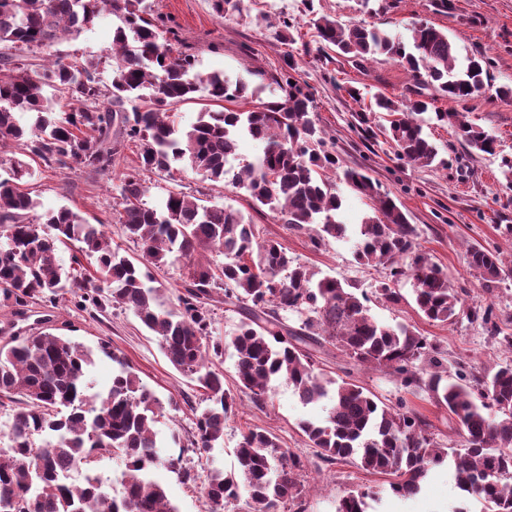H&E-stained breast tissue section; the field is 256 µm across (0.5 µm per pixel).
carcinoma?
<instances>
[{"instance_id":"carcinoma-1","label":"carcinoma","mask_w":512,"mask_h":512,"mask_svg":"<svg viewBox=\"0 0 512 512\" xmlns=\"http://www.w3.org/2000/svg\"><path fill=\"white\" fill-rule=\"evenodd\" d=\"M144 2L0 0V45L8 50L0 56L8 66V73H0V153L21 144L47 167L77 163L104 172L124 146L112 137L113 126L141 146L138 165L121 178L116 210L118 223L139 247L136 257L112 247L103 222L92 224L70 208L31 218L37 202L21 189L24 162L0 178V303L21 317L37 302L53 306L70 293L79 307L113 305L132 312L157 338L170 365L203 389L206 406L192 408L194 430L187 444L196 453L224 440V422L236 408L215 365L231 348L239 386L255 405L266 404L279 380L306 407L329 402L323 419L299 424L324 460L353 458L364 471L392 476L393 494L416 495L429 470L448 460V449L403 404L381 405L364 387L316 371L313 348L331 343L356 364L387 370L405 388L423 391L446 408L462 437L461 448L453 451L457 487L488 512H512L511 364L477 380L479 403L470 387L448 380L438 348L427 337L406 324L379 322L365 295L334 277L318 276L280 242L258 241L255 225L241 213L198 203L178 189L167 190L156 204L144 200V173L167 172L174 162L204 181L224 182L228 158L237 156L239 138L248 136L263 144V152L234 175L233 187L275 211L288 229L309 234L317 249L330 239L357 237L355 260L387 270L377 289L384 302L399 303L395 285L409 278L417 312L426 320L451 322L461 310V296L448 277L415 251L417 232L406 213L366 171L346 169L343 182L370 201L373 215L353 229L339 220L340 192L327 177L338 169V159L310 117L313 98L295 77L293 58L275 78L281 100L246 110H206L183 127L175 113L179 103L201 91L213 102L245 101L248 85L219 71L197 70L190 48L164 20L146 17ZM105 10L122 22L107 54L116 60L109 88L99 76L102 61L69 62L51 52ZM313 25L326 60L334 51L361 67L384 56L405 68L412 81L408 94L394 100L379 93L375 106L393 117L387 136L397 157L410 164L430 167L438 160L424 129L432 102L423 89L434 87L452 104L491 90L500 100L512 99V85L491 84L483 52L460 56L448 34L427 23L414 25L409 48L362 22L321 15ZM37 50L48 55V63L34 69L27 53ZM48 88L60 98L46 95ZM19 113L32 115L33 122L21 125ZM432 119L454 128L470 152L497 154L484 129L456 108H436ZM74 242L94 260V273L77 256L69 269L60 265L59 246ZM405 257L411 262L402 263ZM168 263L187 269L172 305L151 272ZM467 263L485 288L512 275L499 252L478 245L467 248ZM220 293L224 304L242 313L224 339L211 335L210 302ZM290 312L300 315L299 326L288 324ZM468 316L497 335L492 307H475ZM101 349L117 368L111 385L91 394L89 353L70 337L12 333L0 345V406L6 400L14 404L6 424L10 454L0 456V512H177L151 472L164 467L186 482L194 476L180 466L181 457L164 458L157 450L153 427L163 407L123 357L106 343ZM105 455L124 464L121 497L106 495L92 481L75 486L62 478L69 465L89 470ZM235 456L232 472H210L203 493L207 512H225L243 496L250 512H278L302 496L299 456L280 448L267 429L244 433ZM370 497L351 491L337 512H368Z\"/></svg>"}]
</instances>
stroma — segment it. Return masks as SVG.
I'll use <instances>...</instances> for the list:
<instances>
[{
  "instance_id": "1",
  "label": "stroma",
  "mask_w": 512,
  "mask_h": 512,
  "mask_svg": "<svg viewBox=\"0 0 512 512\" xmlns=\"http://www.w3.org/2000/svg\"><path fill=\"white\" fill-rule=\"evenodd\" d=\"M146 4L192 46L198 70L222 71L244 78L254 92V102L280 99L281 91L274 79L284 69L286 59L294 58L300 80L313 97L311 116L332 142L340 169L367 170L407 213L417 230L419 251L447 274L454 288L461 290L464 308L492 305L501 334L512 336V278L493 288H483L466 262L468 245L477 243L500 250L503 258L512 257V236L503 232L504 225H512V180L506 179L501 169L502 156L512 157V100L483 94L466 105L469 120L496 139L498 154L469 153L453 129L434 124L428 134L444 163L437 167L415 166L397 159L383 134L369 140L363 138L357 118L361 102L352 100L345 91L346 86H353L360 90L363 100L377 92L400 96L409 84L404 69L382 58L362 68L339 56L330 62L319 60L315 30L309 23L304 0H241L239 12L230 16L216 14L212 0H146ZM312 10L345 23L362 21L374 25L406 43L411 40L413 23L433 25L447 33L462 51L480 50L493 58L492 84H512V0H449L445 9L434 8L433 0H314ZM285 16L299 23L298 32L290 41L276 35L279 20ZM117 24L112 14H102L92 28L63 40L54 51L72 61L100 58L111 47ZM138 153L137 143H127L110 170L103 173L79 165L53 170L35 163L27 189L39 201L41 210L66 206L88 220L103 221L112 243L120 245L123 254L134 256L139 249L118 224L115 208L120 201L119 178L137 165ZM144 180L148 202H157L165 190L176 188L203 198L206 204L231 208L255 224L260 238L281 242L290 255L320 275L338 278L365 292L378 321L412 325L438 345L450 380L461 378L468 382L498 365L512 363V350L490 336L481 322L462 317L455 323L442 324L420 317L413 302L412 280L399 282L403 296L399 304L377 298L376 288L383 273L357 263L350 241L333 240L314 248L307 233L290 231L277 214L256 205L245 191L228 182L211 184L180 163L173 164L167 174L145 173ZM7 325L23 335L48 326L54 333L71 337L93 350L88 378L98 390L110 385L115 368L111 356L98 352L99 341L108 340L113 354L126 359L143 385L163 404V414L154 426L161 454H182L183 467L193 475L192 481L186 482L164 468L153 473L177 512H205L202 490L211 469L229 472L235 468L234 450L242 433L253 426L270 430L281 448L301 457V512H336L339 500L353 489L380 491V498L370 504V512L483 510L480 502L463 497L450 463L431 470L419 495L398 498L386 491V476L363 471L351 460L325 462L298 426L300 420L324 417V407L303 406L284 381L276 384L271 399L262 408L252 403L248 395L239 394L238 409L224 424L222 447L202 455L180 453L172 438L186 436L192 429L191 409L199 405L201 392L168 363L155 337L139 319L122 308L82 310L66 300L54 308L38 303L32 306L27 319L18 321L9 307L0 305V328ZM317 368L365 387L386 404H405L430 424L435 439L445 448L460 447L459 428L447 410L426 394L404 389L395 375L354 365L330 344L321 354Z\"/></svg>"
}]
</instances>
